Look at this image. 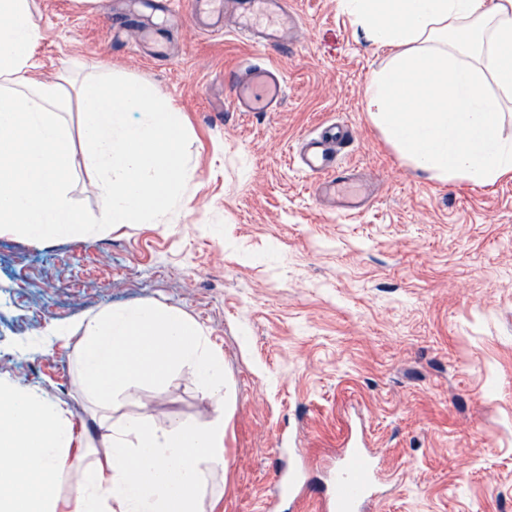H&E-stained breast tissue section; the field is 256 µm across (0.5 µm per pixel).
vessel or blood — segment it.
Listing matches in <instances>:
<instances>
[{"mask_svg": "<svg viewBox=\"0 0 512 512\" xmlns=\"http://www.w3.org/2000/svg\"><path fill=\"white\" fill-rule=\"evenodd\" d=\"M185 15L195 24L218 30L223 26L224 0H182ZM240 31L253 34L258 45H279L285 35L286 20L279 0H235ZM227 87L234 106L242 112L274 110L285 94V83L273 66L250 63L238 72L227 75ZM348 127L330 125L315 137L306 138L302 145L301 163L316 179L317 190L334 197L341 212L353 215L362 207V192L353 190L352 173L336 168V150L350 140ZM379 468L373 455L363 448L346 449L336 464L335 492L325 502V512H365L377 494ZM274 497L269 500L270 512H275L282 496L293 498L311 493L300 470L279 471L274 478Z\"/></svg>", "mask_w": 512, "mask_h": 512, "instance_id": "obj_1", "label": "vessel or blood"}]
</instances>
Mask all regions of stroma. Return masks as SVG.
I'll use <instances>...</instances> for the list:
<instances>
[{"mask_svg": "<svg viewBox=\"0 0 512 512\" xmlns=\"http://www.w3.org/2000/svg\"><path fill=\"white\" fill-rule=\"evenodd\" d=\"M125 0H32L43 38L35 78L111 74L155 89L189 135L186 190L159 224L87 238L0 232V378L40 388L94 440L80 339L50 352L38 331L111 306L155 303L195 319L224 362V471L205 512H265L281 459L299 448L311 486L330 485L348 436L365 437L389 481L371 512H512V174L441 181L397 154L366 111L383 67L340 0H285L291 50L173 14L153 54ZM261 58L285 78L273 112L235 110L225 71ZM349 125L336 156L370 194L343 216L290 164L302 139ZM205 424L190 369L131 389L113 418Z\"/></svg>", "mask_w": 512, "mask_h": 512, "instance_id": "35a3bbf8", "label": "stroma"}]
</instances>
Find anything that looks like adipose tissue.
<instances>
[{"label":"adipose tissue","mask_w":512,"mask_h":512,"mask_svg":"<svg viewBox=\"0 0 512 512\" xmlns=\"http://www.w3.org/2000/svg\"><path fill=\"white\" fill-rule=\"evenodd\" d=\"M388 49L366 109L400 156L442 181L475 185L512 173L502 103L512 99V0H341ZM80 335L84 394L112 408L132 387L186 367L215 415L205 426L157 425L144 413L99 420L97 444L43 393L0 380V512H203L224 468V363L201 326L153 304L110 307L48 328ZM76 470L68 497L63 475Z\"/></svg>","instance_id":"ef3b65f1"}]
</instances>
